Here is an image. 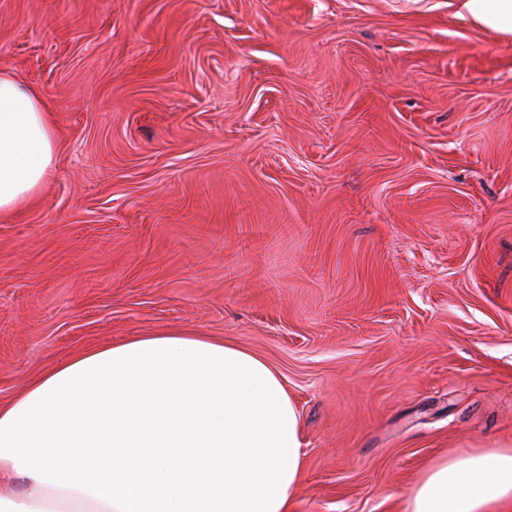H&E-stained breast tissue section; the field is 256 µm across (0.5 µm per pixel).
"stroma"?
<instances>
[{
  "label": "stroma",
  "mask_w": 512,
  "mask_h": 512,
  "mask_svg": "<svg viewBox=\"0 0 512 512\" xmlns=\"http://www.w3.org/2000/svg\"><path fill=\"white\" fill-rule=\"evenodd\" d=\"M58 141L0 216V403L174 328L285 379L293 512L512 447V34L458 0H0Z\"/></svg>",
  "instance_id": "obj_1"
}]
</instances>
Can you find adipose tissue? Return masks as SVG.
<instances>
[{
	"label": "adipose tissue",
	"mask_w": 512,
	"mask_h": 512,
	"mask_svg": "<svg viewBox=\"0 0 512 512\" xmlns=\"http://www.w3.org/2000/svg\"><path fill=\"white\" fill-rule=\"evenodd\" d=\"M512 33V0H461ZM41 97L0 74V215L55 170ZM299 415L265 359L195 331L94 347L0 404V512H291ZM404 512H512V449L431 464Z\"/></svg>",
	"instance_id": "adipose-tissue-1"
}]
</instances>
